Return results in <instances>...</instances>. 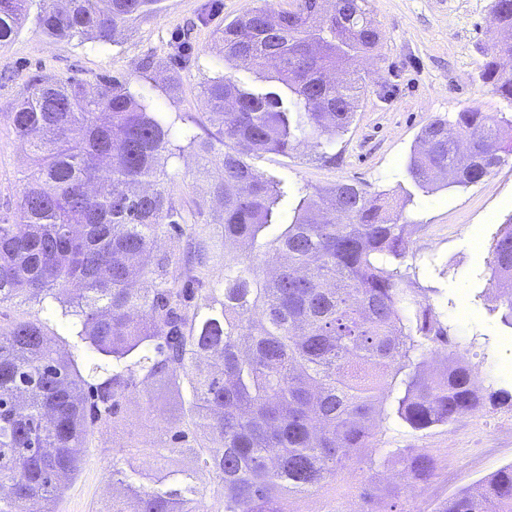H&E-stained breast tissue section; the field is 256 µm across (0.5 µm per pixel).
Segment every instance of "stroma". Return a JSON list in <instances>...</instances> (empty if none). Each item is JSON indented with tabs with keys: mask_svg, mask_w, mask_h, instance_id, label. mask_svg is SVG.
<instances>
[{
	"mask_svg": "<svg viewBox=\"0 0 512 512\" xmlns=\"http://www.w3.org/2000/svg\"><path fill=\"white\" fill-rule=\"evenodd\" d=\"M494 0H368L370 17L384 34L379 52L363 58L358 70L365 91L353 123L337 138L335 160L321 158L310 145L291 156L267 154L254 166L293 188L325 190L355 183L369 192L396 197L413 192L406 215L414 224L409 252L400 266L419 300L430 303L451 326L458 349L476 368L484 392L512 387V330L490 313L480 293L486 284L488 247L501 224L512 218V161L465 189L432 193L414 190L405 163L424 125L435 117L453 118L468 109L501 112L506 103L478 74L483 48L497 38ZM261 0H165L157 20L134 25L116 43L85 38L52 40L33 18L10 43L0 47V210L16 207L21 180L31 161L19 141L11 114L38 78L77 76L94 82L102 75L127 79L171 117H182L196 131L208 123L199 89L204 71L227 70L212 51L214 32L224 22L260 6ZM189 39L198 66L185 69L170 58L174 43ZM154 57L145 72L140 64ZM120 428L96 426L88 438L79 473L65 478L57 512H105L120 491L112 483V464L124 452L169 443L165 426L170 401H149L145 392L129 395ZM406 448L438 463L435 478L416 491L403 489L397 469L382 462L354 465L326 492L300 503L302 512H347L361 508L357 487L396 491L409 512H432L435 504L475 486L512 463V408L462 416L448 425L416 431L397 418L384 422L378 453Z\"/></svg>",
	"mask_w": 512,
	"mask_h": 512,
	"instance_id": "obj_1",
	"label": "stroma"
}]
</instances>
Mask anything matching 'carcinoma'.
Wrapping results in <instances>:
<instances>
[{"instance_id": "1", "label": "carcinoma", "mask_w": 512, "mask_h": 512, "mask_svg": "<svg viewBox=\"0 0 512 512\" xmlns=\"http://www.w3.org/2000/svg\"><path fill=\"white\" fill-rule=\"evenodd\" d=\"M33 0H0V45ZM36 20L50 39L110 44L159 18L165 0H41ZM368 0H291L224 23L215 46L224 61L253 71L257 88L222 73L202 74L201 94L216 133L173 132L167 113L102 76L41 78L12 113L35 172L19 204L0 214V305L36 311L0 326V512H53L58 478L83 463L89 428L118 425L122 401L143 385L149 399L174 400L169 429L191 438L140 449L112 467L125 494L109 512H295L372 456L393 414L414 430L509 404L488 395L475 368L429 303L416 299L393 262L409 249L404 216L412 194L395 199L355 183L293 189L250 159L287 155L301 143L324 158L348 131L362 94L358 58L383 35ZM493 26L512 31V0H495ZM480 80L512 108V40L483 50ZM425 125L405 170L429 192L467 188L512 158V119L457 113ZM190 150L199 177L221 203L177 199L169 161ZM173 241L169 249L157 240ZM284 257L275 273L266 256ZM224 267V277L209 281ZM491 311L512 329V221L490 246ZM74 347L102 356L88 384L74 356L48 345L44 317ZM445 350L441 374L427 357ZM216 357L212 373L202 361ZM192 468L179 471L177 462ZM383 463L406 487L428 482L436 463L395 448ZM220 495L205 504L209 485ZM436 504L433 512H512V463ZM363 512H407L400 497L360 487Z\"/></svg>"}]
</instances>
